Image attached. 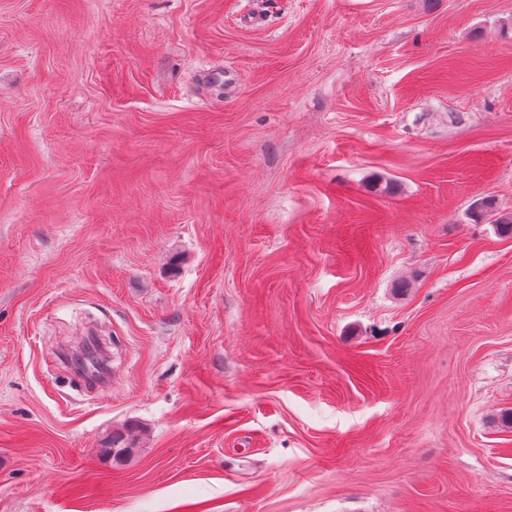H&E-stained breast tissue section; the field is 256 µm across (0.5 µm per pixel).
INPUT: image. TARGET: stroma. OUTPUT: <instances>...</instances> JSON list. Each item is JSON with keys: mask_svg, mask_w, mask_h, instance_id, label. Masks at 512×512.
<instances>
[{"mask_svg": "<svg viewBox=\"0 0 512 512\" xmlns=\"http://www.w3.org/2000/svg\"><path fill=\"white\" fill-rule=\"evenodd\" d=\"M500 211L512 0H0V512H512Z\"/></svg>", "mask_w": 512, "mask_h": 512, "instance_id": "35a3bbf8", "label": "stroma"}]
</instances>
